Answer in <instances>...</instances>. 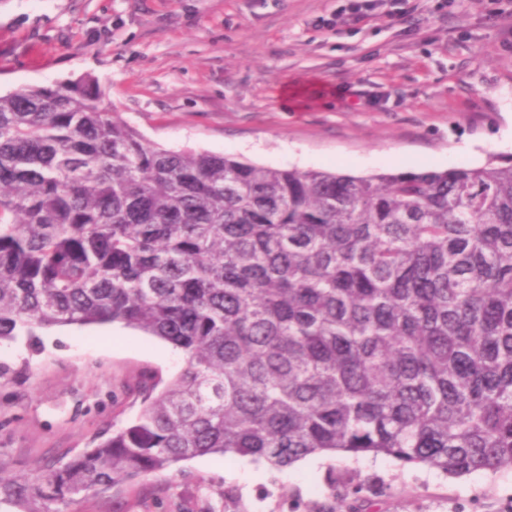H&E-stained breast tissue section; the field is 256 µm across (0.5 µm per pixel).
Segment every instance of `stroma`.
Masks as SVG:
<instances>
[{
	"label": "stroma",
	"instance_id": "stroma-1",
	"mask_svg": "<svg viewBox=\"0 0 512 512\" xmlns=\"http://www.w3.org/2000/svg\"><path fill=\"white\" fill-rule=\"evenodd\" d=\"M0 0V94L84 76L172 150L353 176L512 156V0ZM399 13L397 22L388 13ZM0 475L33 476L137 418L185 365L119 324L0 344ZM69 512H512V470L340 454L203 456Z\"/></svg>",
	"mask_w": 512,
	"mask_h": 512
}]
</instances>
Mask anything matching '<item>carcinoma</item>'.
I'll use <instances>...</instances> for the list:
<instances>
[{
    "label": "carcinoma",
    "instance_id": "obj_1",
    "mask_svg": "<svg viewBox=\"0 0 512 512\" xmlns=\"http://www.w3.org/2000/svg\"><path fill=\"white\" fill-rule=\"evenodd\" d=\"M119 323L186 366L24 512L198 456L512 469V161L367 177L164 149L97 81L0 95V342Z\"/></svg>",
    "mask_w": 512,
    "mask_h": 512
}]
</instances>
